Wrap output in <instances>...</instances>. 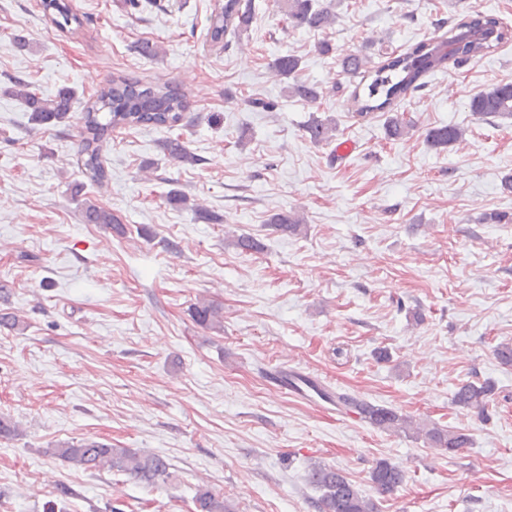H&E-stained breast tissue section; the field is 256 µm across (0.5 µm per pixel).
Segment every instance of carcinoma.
<instances>
[{"mask_svg": "<svg viewBox=\"0 0 512 512\" xmlns=\"http://www.w3.org/2000/svg\"><path fill=\"white\" fill-rule=\"evenodd\" d=\"M283 11L288 26L293 29L324 31L335 22L331 4L319 0H274ZM42 7L51 23L60 30L71 25L83 26V20L71 0H42ZM255 22L252 0H224V5L209 18L207 36L215 45L228 46L227 35H236L250 30ZM448 36H454L459 26L481 27L496 33L485 44L467 41L458 43L456 51H437L426 42L410 45L405 51L385 53V60L372 73L371 81L364 91H354L353 101L358 114L366 116L372 112H385L386 136L396 141L407 135L413 122L394 113L397 102L409 94L422 90L424 79L443 68L448 60L464 65L486 55L493 47L512 40V29H508L493 14L475 12L461 19L452 16L446 20ZM368 60L359 54H345L340 58L341 73L355 78L367 71ZM301 59L294 55H282L272 63L276 73L284 78L296 76ZM291 93L307 102L315 103L321 97L319 87L297 80ZM13 96L21 100L30 112V119L37 125H56L64 121L77 103L72 90H60L52 98H43L33 91L32 85L23 80L15 81ZM189 107L185 93L172 82L144 84L123 76L112 78L84 106V127L79 142V153L83 174L91 183H102L107 171L100 154L99 143L112 135L116 129L133 127L165 128L173 131L183 120V112ZM470 109L480 117H502L512 119V83L497 84L476 94ZM336 129L333 119L315 120L306 126L309 139L314 143L328 141ZM464 130L456 125L437 126L428 131L427 142L434 148H447L463 141ZM165 155L181 165L194 166L198 158L190 151L180 136H170L161 144ZM71 196L80 202L82 222L104 224L119 235L125 233L117 215L85 197V184L79 182L71 187ZM480 224H511L512 215L504 211H485L477 218ZM278 230L297 234L303 219L293 212L275 213L269 219ZM195 323L204 330L220 331L224 328L221 306L202 299L192 307ZM496 392L495 383L466 382L454 394V404L485 410ZM336 404L355 412L360 419L384 432L414 431L424 436L432 448L454 454L472 445V438L463 429L443 428L435 423L414 424L412 418L391 408L375 405L363 398L346 393L336 394ZM50 454L63 462L88 471L108 469L157 487L173 479L168 461L156 454L131 448H114L96 440L80 443L63 442L50 449ZM308 483L321 492L315 502L318 512H378L376 504L363 490L341 471L322 464L308 466ZM406 478L405 471L386 459L376 461L370 472V480L381 493H388L400 486ZM195 512H235V506L224 495L202 485L193 496Z\"/></svg>", "mask_w": 512, "mask_h": 512, "instance_id": "cac0c4a2", "label": "carcinoma"}]
</instances>
